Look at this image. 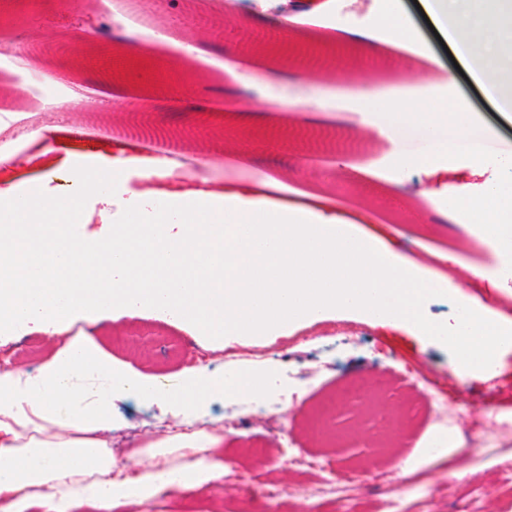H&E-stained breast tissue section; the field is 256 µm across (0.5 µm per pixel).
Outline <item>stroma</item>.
<instances>
[{"instance_id": "stroma-1", "label": "stroma", "mask_w": 512, "mask_h": 512, "mask_svg": "<svg viewBox=\"0 0 512 512\" xmlns=\"http://www.w3.org/2000/svg\"><path fill=\"white\" fill-rule=\"evenodd\" d=\"M126 0H0V113L46 112L60 102L56 126L40 129L29 149L12 165L0 167V189L24 194L35 189L56 196L75 181L78 165L111 168L130 157L150 159L158 142L183 140L210 166L207 187L233 193L254 189L255 181H277L268 197L280 204L323 197L325 210L355 223L366 234L404 258L446 276L469 265L499 275L496 290L470 278L449 288L447 296L427 300L423 311L435 322L452 320L459 294L512 320V255L499 253L474 235L466 224L440 217L426 192L436 199L481 195L489 181L503 178V159L512 157V117L498 112L455 66L424 18L416 17L413 0H402L406 16L415 17L420 40L403 52L373 39H346L350 29L379 31L376 15L386 0H355L354 17L341 19L337 0L310 9L305 0H233V23L220 27L188 12L187 0H164L155 12L159 24L142 25L125 8ZM285 30L268 46V33ZM79 87L80 105L69 102ZM320 97L319 111L299 102V94ZM406 98L417 107L445 97L467 110L478 138L493 141L490 152L460 147L447 166L390 171L389 158L403 153L429 154L431 137L410 141L399 134L371 139L348 150L337 130L354 126L362 99ZM160 181L127 174V190L114 196H92L78 223L80 236L103 234L129 205L163 202ZM337 324L355 326L358 343L311 340L308 324L279 328L270 336H227L221 340L187 330L149 312L118 320L99 318L90 324L74 316L62 333L48 335L29 325L0 337V368L37 371L65 343L93 337L113 360L171 386L190 365L185 355L209 350L205 366L223 373L224 351L251 349L287 338L288 356L270 354L262 368L269 395L279 399L294 390L291 374L315 369L318 385L290 415L286 430L276 436L240 425L225 430L229 407L238 395L213 396L199 414L204 429L219 434L216 454L230 472L200 489L172 488L154 498L132 502L116 512H458L481 508L479 490L497 489L493 512H512V491L499 487L504 466L512 465V350L489 371L457 372V361L441 343L403 328L383 326L352 311L330 313ZM40 346L30 355L29 340ZM376 372L408 394H425L439 415L437 424L411 419L397 446L376 445L375 424L359 420L357 402H348L335 431L322 439L307 437L309 411L324 397L340 391L353 375ZM467 383L473 403L456 400L458 383ZM112 441L130 447L150 425L174 423L170 407L134 397L113 403ZM464 429L472 440L457 457L446 450L424 458L423 441L433 427ZM263 447L256 456L254 447ZM321 458L342 482L333 498L302 500L280 495L249 500L240 489L252 476L286 487L297 481L288 460L295 450ZM412 460L400 483L377 484L379 466ZM472 470L465 480H446L449 465Z\"/></svg>"}]
</instances>
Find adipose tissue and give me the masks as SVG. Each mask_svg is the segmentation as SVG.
<instances>
[{"mask_svg": "<svg viewBox=\"0 0 512 512\" xmlns=\"http://www.w3.org/2000/svg\"><path fill=\"white\" fill-rule=\"evenodd\" d=\"M464 73L503 113L512 112V52H499L490 30L491 11L474 13L469 0H418ZM364 109L387 113L393 125H418L433 137L429 156H398L400 167L435 168L470 138L461 106L441 99L416 110L403 98L364 101ZM438 214L456 224L475 225L490 246L512 240V182L489 184L474 198L437 204ZM224 379L191 370L181 379L178 429L148 445L147 464L118 467L108 435L115 399L162 400L149 378L113 364L87 336L70 341L37 372L0 369V512H116L170 487L196 489L223 478L224 463L212 458L214 436L194 428L199 408Z\"/></svg>", "mask_w": 512, "mask_h": 512, "instance_id": "obj_1", "label": "adipose tissue"}]
</instances>
